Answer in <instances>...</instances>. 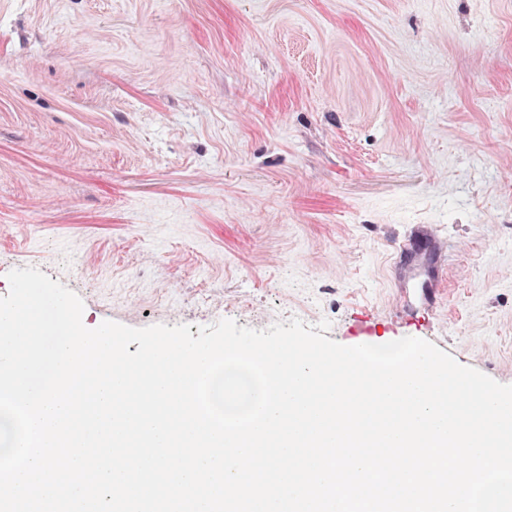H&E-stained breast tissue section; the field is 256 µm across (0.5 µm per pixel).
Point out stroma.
<instances>
[{"instance_id": "obj_1", "label": "stroma", "mask_w": 512, "mask_h": 512, "mask_svg": "<svg viewBox=\"0 0 512 512\" xmlns=\"http://www.w3.org/2000/svg\"><path fill=\"white\" fill-rule=\"evenodd\" d=\"M28 266L90 328L326 319L512 384V0H0V296ZM401 268L400 298L408 305L411 295L421 304L434 305L448 275L445 255L439 246L419 241L404 243L396 253ZM408 298V300H407Z\"/></svg>"}]
</instances>
